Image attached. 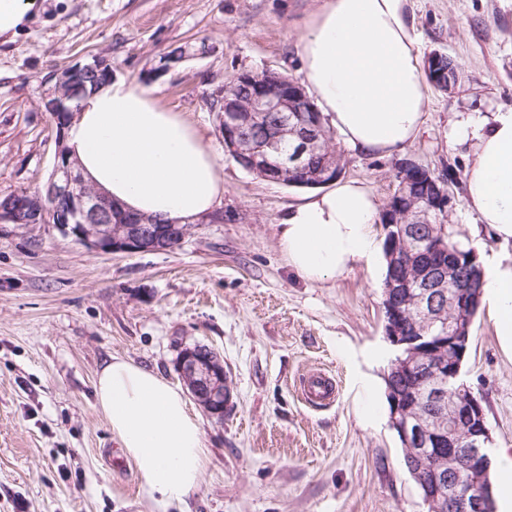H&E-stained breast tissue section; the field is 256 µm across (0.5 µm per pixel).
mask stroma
I'll list each match as a JSON object with an SVG mask.
<instances>
[{"label": "stroma", "instance_id": "1", "mask_svg": "<svg viewBox=\"0 0 512 512\" xmlns=\"http://www.w3.org/2000/svg\"><path fill=\"white\" fill-rule=\"evenodd\" d=\"M324 0H36L13 40L0 37V198L44 192L57 149L42 88L59 68L110 60L113 80L152 91L205 135L224 169L220 224H193L180 247L102 255L51 224L0 226V512H158L139 494L135 464L96 405L111 357L172 384L182 347L220 354L232 389L223 419L194 406L205 446L198 488L170 512H427L389 424L384 376V258L310 282L290 267L278 223L309 191L256 178L224 153L208 99L239 72L302 82L298 36ZM421 58L457 64L452 93H430L419 137L390 157L343 144L342 180L386 205L397 167L457 177L448 224L480 264L512 260L464 205L465 150L453 121L512 106V0H410ZM206 44L208 55L159 72L164 54ZM331 370L334 403L302 401V375ZM462 381L482 399L492 448H512V357L479 310Z\"/></svg>", "mask_w": 512, "mask_h": 512}]
</instances>
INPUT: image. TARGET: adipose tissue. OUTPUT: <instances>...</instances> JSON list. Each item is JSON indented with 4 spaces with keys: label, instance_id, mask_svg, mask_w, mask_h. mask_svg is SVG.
<instances>
[{
    "label": "adipose tissue",
    "instance_id": "1",
    "mask_svg": "<svg viewBox=\"0 0 512 512\" xmlns=\"http://www.w3.org/2000/svg\"><path fill=\"white\" fill-rule=\"evenodd\" d=\"M308 96L349 149L389 156L420 133L429 91L409 0H325L299 40ZM452 144L467 147V210L502 241L512 240V107L456 122ZM86 183L159 224L209 213L224 174L205 138L150 89L122 81L87 93L65 131ZM379 204L344 181L291 206L278 225L290 266L306 280L344 274L374 259ZM486 306L502 350L512 354V261L483 271ZM97 405L137 467L139 491L168 512L200 484V421L181 389L116 356L99 371Z\"/></svg>",
    "mask_w": 512,
    "mask_h": 512
}]
</instances>
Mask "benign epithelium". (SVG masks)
<instances>
[{
    "mask_svg": "<svg viewBox=\"0 0 512 512\" xmlns=\"http://www.w3.org/2000/svg\"><path fill=\"white\" fill-rule=\"evenodd\" d=\"M430 82L443 90L454 89L453 82L444 71L427 67ZM96 78L103 86L112 80V66L102 58L86 64H75L54 74L53 84L43 90L46 112L51 116L56 130L58 150L49 176L45 193H19L0 205V224H53L63 234L97 254L145 253L167 251L180 246L188 236L187 224L144 223L141 217H127L119 213L117 205L101 192L88 188L75 168L64 145L65 126L73 119L76 109L67 102L79 100L86 92L85 80ZM234 81L253 85L254 92L248 99H229L224 87L212 93L218 105L211 108L217 113L219 129L223 135L224 152L244 170L268 181L279 182L285 173L300 172L307 166L309 157L324 151L322 144L323 122L314 110L303 112L297 104L307 98L304 88L290 78L273 71L262 73L242 72L231 76ZM277 116V133L268 137L259 149H251L242 131L254 124L268 121L271 113ZM294 137L296 145L291 153H282V143ZM420 166L404 162L398 166L402 184L390 198L383 215L389 225L399 223L403 204L425 202L422 212L445 213L451 203L448 182L445 178L429 179L424 196H416L414 174ZM428 239L419 240V253L412 254L401 233L390 236L386 252L392 261L389 284L383 298L385 337L400 348L406 361L404 371L419 379L431 381L427 392L428 403L442 407L448 414V427H426L412 419L411 406L394 389L387 392L390 426L399 433L405 448L417 456L428 455L429 445L448 448V458L436 462L441 483L448 484V512H495L492 485L480 476L488 469L491 459L487 445L491 436L485 422V412L480 400L470 388L448 395L443 383L459 373L467 354L472 334L474 313L480 306V295L451 278L452 265L444 247L437 244L426 247ZM420 260L421 273L417 284L418 294L413 301L426 317L432 319L437 346L448 350V365L428 360L417 343L421 336L413 335L405 319L397 288L401 287L397 267L412 265L411 257ZM452 307L454 317L439 321L435 313L442 306ZM179 378L192 397L211 416L218 420L231 400L229 383L220 356L209 348L195 344L184 347L176 361ZM471 476L467 494L458 493V478Z\"/></svg>",
    "mask_w": 512,
    "mask_h": 512,
    "instance_id": "7a95c632",
    "label": "benign epithelium"
}]
</instances>
